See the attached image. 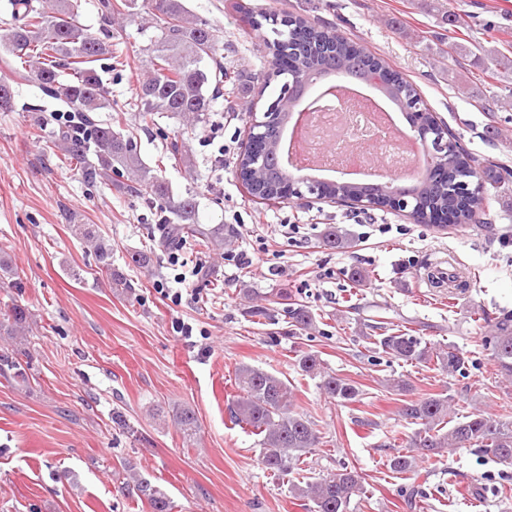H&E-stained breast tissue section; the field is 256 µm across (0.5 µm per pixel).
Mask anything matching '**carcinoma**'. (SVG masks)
<instances>
[{"label":"carcinoma","instance_id":"carcinoma-1","mask_svg":"<svg viewBox=\"0 0 512 512\" xmlns=\"http://www.w3.org/2000/svg\"><path fill=\"white\" fill-rule=\"evenodd\" d=\"M135 0H99L104 20L112 13L130 8ZM11 20L0 27V48L19 60L15 72L36 81L47 96L57 101L63 111L71 113L70 121L43 117L37 126L53 125L55 147L61 152L62 164L76 167L90 184L116 185L130 193L159 204V223L167 225L161 238L164 246L179 244L184 235L195 237L198 245L208 249L224 246L217 230L196 224V199L189 194L174 198L172 189L158 170L142 159L134 136L112 129V122L95 118L109 105L108 90L98 68L101 57L112 53V34L103 29L97 36L79 22L76 0H49L47 7L37 9L30 0H9ZM160 21L161 37L153 49V73L139 86L137 105L144 115L177 118L183 121L204 119L220 90L216 82L221 62L217 58L216 35L209 23L189 19L181 0H152ZM253 28L270 27L273 39L266 41L271 55L270 71L278 70L282 78L295 82L303 90L315 80L345 72L376 85L383 93L399 102L415 88L382 60L342 35L330 25L315 26L300 16L263 13L246 15ZM211 61L214 69L204 65ZM283 127L267 131L260 142H254L253 155L240 157L246 165L257 158L261 168L258 179L243 180L248 194L263 201L279 199V187L287 173L280 167L271 148L280 140ZM512 174L487 160L479 163L472 155L448 141V155L435 177L425 176L408 187L415 195L419 215L443 214L452 225L473 224L484 211L489 191L509 181ZM467 183L472 195L462 199L455 187ZM333 197L370 195L377 186L369 183H327ZM69 221L74 231L94 242L98 262L116 288H128L123 274L112 268V248L95 238L93 230L72 214ZM323 243L330 249H344L349 241L336 227L326 231ZM7 317L11 319V335L26 328L27 310L15 305ZM373 344L396 360L410 363L436 359L442 372L453 375L464 366L454 348L434 351L430 343L410 332L398 330L373 337ZM492 351L498 371L512 378V318L494 323ZM301 371L320 377V387L331 399L340 403L358 400L360 389L347 380L332 375L321 364L318 355L305 352L299 360ZM238 395L232 400L230 422L247 426L262 436L264 467L275 475L301 470V464L320 444V432L296 402L295 387L278 375L243 365L235 375ZM453 413L448 397L432 394L404 402L400 416L419 426L413 447L426 456L443 450L480 448L500 464L512 467V420L487 413ZM387 466L397 474H416L417 455L406 452L390 457ZM152 512H171L170 500L143 480L135 484ZM293 496L313 503L312 512H351V501L364 493L362 476L346 465L317 481H299L291 485Z\"/></svg>","mask_w":512,"mask_h":512}]
</instances>
